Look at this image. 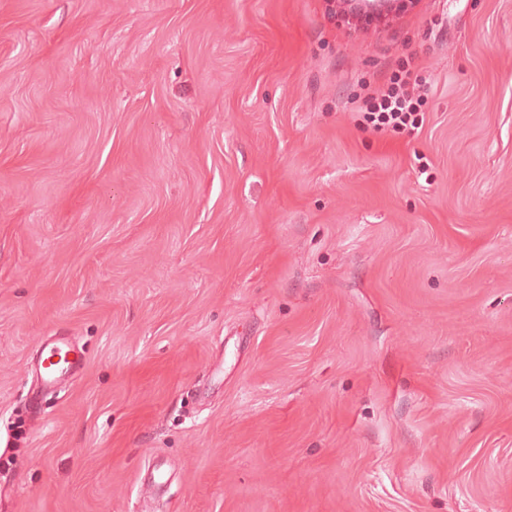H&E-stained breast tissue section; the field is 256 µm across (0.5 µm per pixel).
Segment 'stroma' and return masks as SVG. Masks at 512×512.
Listing matches in <instances>:
<instances>
[{
	"label": "stroma",
	"instance_id": "obj_1",
	"mask_svg": "<svg viewBox=\"0 0 512 512\" xmlns=\"http://www.w3.org/2000/svg\"><path fill=\"white\" fill-rule=\"evenodd\" d=\"M325 6L0 0V512H512V0ZM336 11L343 13L357 22L368 20L389 19L398 15L413 5L417 0H331L329 1ZM412 72L403 70L371 96L365 118L377 132L414 131L418 128L417 104L419 84L413 83ZM58 358V361L54 362ZM85 367L84 357L67 338L56 337L47 343L39 357L41 390L53 392L60 381L79 373Z\"/></svg>",
	"mask_w": 512,
	"mask_h": 512
}]
</instances>
